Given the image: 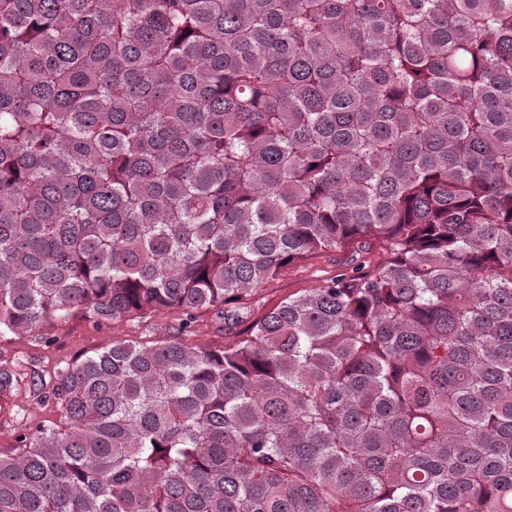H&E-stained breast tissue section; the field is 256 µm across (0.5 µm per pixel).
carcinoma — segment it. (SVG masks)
<instances>
[{"mask_svg": "<svg viewBox=\"0 0 512 512\" xmlns=\"http://www.w3.org/2000/svg\"><path fill=\"white\" fill-rule=\"evenodd\" d=\"M375 271L118 342L0 512H512V0H0V335ZM387 260V254L377 244L363 242L349 248L316 252L295 261L276 278L244 298L242 306L247 308L249 316L235 331L244 330L251 321L288 297L318 288L331 280L372 272Z\"/></svg>", "mask_w": 512, "mask_h": 512, "instance_id": "obj_1", "label": "carcinoma"}]
</instances>
